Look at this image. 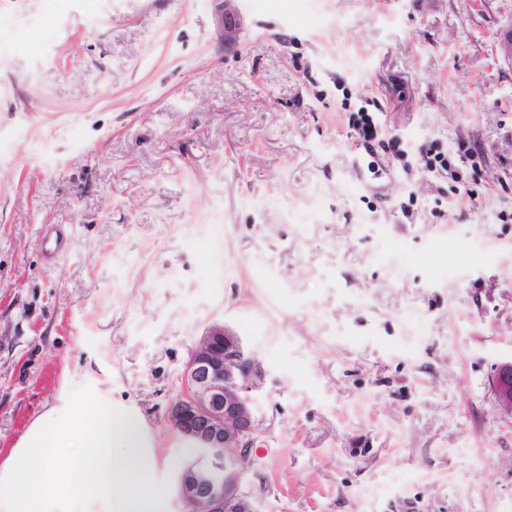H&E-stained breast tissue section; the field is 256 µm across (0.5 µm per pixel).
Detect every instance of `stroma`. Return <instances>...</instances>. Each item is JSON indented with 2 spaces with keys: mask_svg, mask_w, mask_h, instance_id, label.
Here are the masks:
<instances>
[{
  "mask_svg": "<svg viewBox=\"0 0 512 512\" xmlns=\"http://www.w3.org/2000/svg\"><path fill=\"white\" fill-rule=\"evenodd\" d=\"M243 5L228 41L214 0H0V457L93 381L182 512L167 414L223 323L261 512H512V0ZM352 129L363 144H368L377 136V126L373 116L364 111L357 112L352 119ZM492 383L497 407L512 418V359L497 366Z\"/></svg>",
  "mask_w": 512,
  "mask_h": 512,
  "instance_id": "1",
  "label": "stroma"
}]
</instances>
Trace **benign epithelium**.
<instances>
[{"label": "benign epithelium", "mask_w": 512, "mask_h": 512, "mask_svg": "<svg viewBox=\"0 0 512 512\" xmlns=\"http://www.w3.org/2000/svg\"><path fill=\"white\" fill-rule=\"evenodd\" d=\"M497 50L512 64V23L497 34ZM265 377L234 329L208 328L185 367V392L168 412L170 424L198 448L177 478L184 512H259L244 487L253 465L254 393ZM493 393L499 410L512 417V360L497 366Z\"/></svg>", "instance_id": "1"}]
</instances>
